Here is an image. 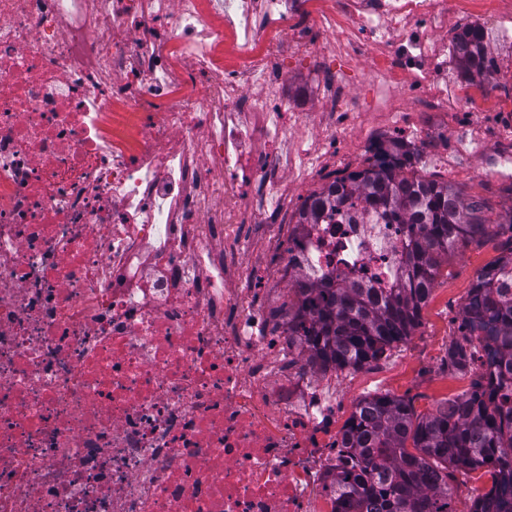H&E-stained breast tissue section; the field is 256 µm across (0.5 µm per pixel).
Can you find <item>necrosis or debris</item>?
Masks as SVG:
<instances>
[{
    "mask_svg": "<svg viewBox=\"0 0 512 512\" xmlns=\"http://www.w3.org/2000/svg\"><path fill=\"white\" fill-rule=\"evenodd\" d=\"M0 0V512H334L336 399L231 288L318 151L285 55L384 46L373 81L442 112L456 0ZM512 84V4L481 15ZM404 225H307L284 269L392 287Z\"/></svg>",
    "mask_w": 512,
    "mask_h": 512,
    "instance_id": "necrosis-or-debris-1",
    "label": "necrosis or debris"
}]
</instances>
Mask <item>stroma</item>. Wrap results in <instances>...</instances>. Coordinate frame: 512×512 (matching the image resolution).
<instances>
[{
	"mask_svg": "<svg viewBox=\"0 0 512 512\" xmlns=\"http://www.w3.org/2000/svg\"><path fill=\"white\" fill-rule=\"evenodd\" d=\"M288 97L299 110L321 120L330 109L319 74L309 59L295 55L284 64ZM357 82L352 101L357 108L352 128L342 131L343 162L323 161L320 169L292 196L279 227L287 239L296 226L297 211L306 196L324 184L361 168L367 149L392 137L419 151L417 168L424 176L448 183L464 198L484 199L485 216L498 223L512 211V176L503 174L500 160L512 155V91L498 83L463 81L469 105L465 112H382L375 106L376 92L369 77L370 60L355 66ZM248 244L245 260L252 269L248 279L233 278L231 285L257 295L268 310L280 307L287 282L278 246L263 239L256 225H240ZM512 240L499 234L449 253L422 310L419 328L386 357L359 369L328 370L312 374L310 383L336 394V424L344 426L357 401L366 395L389 394L410 400L425 414L441 401L470 388L467 374L448 373L443 365L449 344L460 334L461 309L477 273L501 256ZM491 487L486 470H457L451 485L453 512H469L473 499Z\"/></svg>",
	"mask_w": 512,
	"mask_h": 512,
	"instance_id": "obj_1",
	"label": "stroma"
}]
</instances>
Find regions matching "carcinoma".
<instances>
[{
  "mask_svg": "<svg viewBox=\"0 0 512 512\" xmlns=\"http://www.w3.org/2000/svg\"><path fill=\"white\" fill-rule=\"evenodd\" d=\"M454 51L464 75L492 76L479 29L457 33ZM368 153L362 169L304 199L296 229L359 205L406 225L408 247L394 286L380 291L296 274L288 335L322 369L361 368L412 336L448 252L493 232L485 201L417 175L418 151L403 140ZM461 314L447 366L471 374L470 390L423 415L400 397L361 398L341 434L335 512H450L454 472L483 467L492 485L471 512H512V249L477 274Z\"/></svg>",
  "mask_w": 512,
  "mask_h": 512,
  "instance_id": "carcinoma-1",
  "label": "carcinoma"
}]
</instances>
